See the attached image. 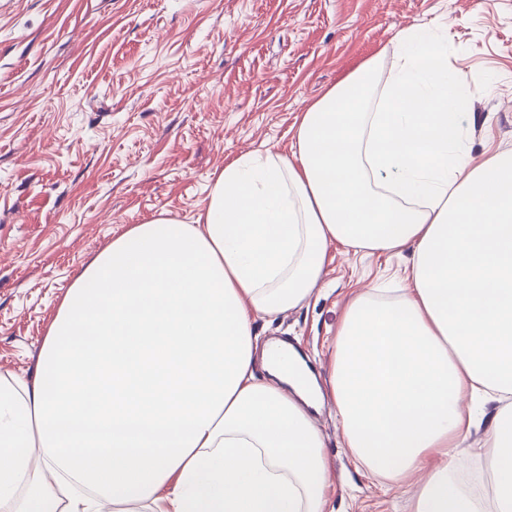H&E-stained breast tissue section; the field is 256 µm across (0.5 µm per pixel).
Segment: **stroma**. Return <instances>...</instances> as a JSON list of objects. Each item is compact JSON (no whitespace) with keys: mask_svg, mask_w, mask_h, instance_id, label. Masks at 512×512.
<instances>
[{"mask_svg":"<svg viewBox=\"0 0 512 512\" xmlns=\"http://www.w3.org/2000/svg\"><path fill=\"white\" fill-rule=\"evenodd\" d=\"M429 25L475 96L473 156L512 150V0H0V368L33 377L59 303L129 225L189 221L214 174L288 152L299 112ZM410 255L329 253L310 299L256 322L323 372L345 305ZM314 421L331 512H411L424 473L356 469L333 405Z\"/></svg>","mask_w":512,"mask_h":512,"instance_id":"1","label":"stroma"}]
</instances>
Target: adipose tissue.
Masks as SVG:
<instances>
[{"mask_svg":"<svg viewBox=\"0 0 512 512\" xmlns=\"http://www.w3.org/2000/svg\"><path fill=\"white\" fill-rule=\"evenodd\" d=\"M396 55L301 112L289 153L225 164L193 223L130 225L89 260L33 378L0 371V505L326 512L327 400L372 473L426 472L413 512H512V152L472 157L473 94L430 30ZM337 243L411 252V289L349 301L319 382L254 323L302 305ZM468 396L496 405L475 448ZM467 457L491 497L455 481Z\"/></svg>","mask_w":512,"mask_h":512,"instance_id":"1","label":"adipose tissue"}]
</instances>
